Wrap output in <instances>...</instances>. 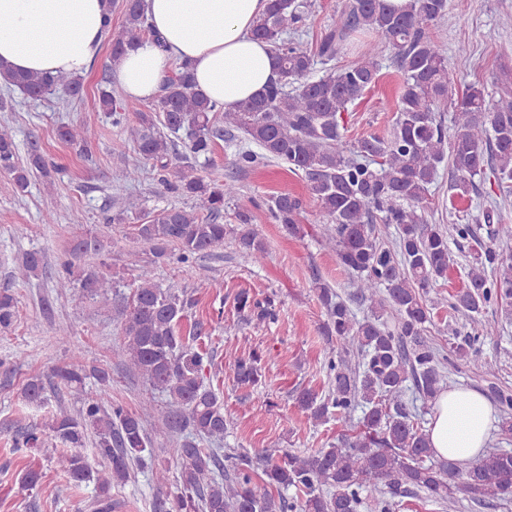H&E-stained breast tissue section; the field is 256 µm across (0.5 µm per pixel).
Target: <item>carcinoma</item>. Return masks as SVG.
I'll list each match as a JSON object with an SVG mask.
<instances>
[{"instance_id": "1", "label": "carcinoma", "mask_w": 512, "mask_h": 512, "mask_svg": "<svg viewBox=\"0 0 512 512\" xmlns=\"http://www.w3.org/2000/svg\"><path fill=\"white\" fill-rule=\"evenodd\" d=\"M449 0H347L336 23L321 39L317 53L288 37V30L302 20L301 0H269L253 33L265 40L277 61L276 79L259 96L233 110L216 106L199 93L189 66L180 62L169 75L155 107L142 108L132 100H118L103 88L98 101L102 111L121 129L124 141L145 164L157 182L172 194L191 198L198 205L171 206L137 225V235L151 245L152 259L139 268L137 286L129 303L116 307L120 321V362L142 376L170 399L163 412L147 403L139 412L112 403L108 373L87 370L72 330L59 324L57 342L70 348L69 361L53 370V377L84 394L76 416L56 412L40 427L21 432V445L35 447L46 441L63 445L56 466L77 486L94 483L96 512H112V488L131 478L132 466L152 469L153 482L163 487L170 469L155 463L153 438L145 426L159 414L164 429L173 433L181 423L192 428L194 438L178 449L176 482L180 493L171 512H285L289 508L278 492L290 487L303 492L300 512H390L392 504L380 496L384 484L405 493H425L448 512L471 502L512 501V452L493 449L463 465L451 459H434L429 435L408 411L404 401L407 383H413L426 401H435L443 389L438 352L422 340L433 308L427 290L448 275L453 265L449 243L471 240L465 268L467 285L453 295L451 306L471 321L473 336L468 346L455 349L458 357L467 347L497 329L480 319L483 310L501 296L512 295V251L497 249L478 239L470 224H429L425 208L438 167L448 161L450 189L458 197L468 195L474 179L491 173L498 185L512 192V72L496 78L498 100L486 103V86L467 85L450 120L448 91L452 68L463 69L470 53L461 47L448 62L444 42L435 25L446 14ZM120 9L122 29L109 33L111 58L118 62L134 40L150 32L144 0H107L105 25L112 28V13ZM357 33L376 35L359 59L318 79H309L315 57L334 58L340 47ZM390 55L402 80L394 103L396 122L388 137L369 135L357 141L346 136L343 117L347 106L363 98L378 80L381 60ZM0 79L37 100L56 96L65 100L83 97L82 78L68 73L32 75L13 72L0 64ZM244 134L260 153L243 150L235 166L251 168L259 160H274L307 179L308 192L322 214L321 243L336 254L338 264L354 278L361 299L368 302L362 319L326 283H316L318 298L326 310L321 327L327 341L340 344L341 355L326 353L329 370L335 372L328 395L308 389L296 396L299 407L322 421L336 417L342 427L352 426V411L362 408L360 431L341 435L337 443L310 455L285 452L276 457H256V468L236 470L224 477L217 449L200 448L195 438L223 440L231 424L224 402L206 384L207 374L219 371L214 356L194 345L201 334L195 325L189 334L180 329L190 300L155 280L154 265L178 251L187 263L203 252L224 246L233 234L240 249L253 261L265 255V246L252 228V216L237 212V227L218 222L224 204L235 200V179L207 181L196 161L208 158L217 142L231 131ZM60 140L87 149L95 136L85 124L63 125ZM178 135L185 152H175L171 136ZM49 163L40 149L31 147L26 160L17 154L11 129L0 126V172L11 176L24 192L37 174L47 175ZM273 219L289 233H303L304 200L280 192L267 200ZM379 224H394L395 248L379 240ZM104 249L98 236L83 234L73 239L71 259L63 263L56 287L78 291L77 298H99L107 303L117 293L112 276L97 266L74 273L75 262ZM238 310L258 321L274 317L271 298L260 302L240 292ZM394 312L395 328L385 326L386 308ZM17 300L0 291V331L16 318ZM235 378L241 385L258 382L260 357L250 352L232 353ZM97 383L86 387V380ZM45 384L39 377L28 380L23 398L41 406ZM502 406L501 432L512 435V395H498ZM93 439L104 467L93 470L82 453ZM269 490L261 493L255 479Z\"/></svg>"}]
</instances>
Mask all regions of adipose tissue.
I'll return each instance as SVG.
<instances>
[{"label": "adipose tissue", "instance_id": "1", "mask_svg": "<svg viewBox=\"0 0 512 512\" xmlns=\"http://www.w3.org/2000/svg\"><path fill=\"white\" fill-rule=\"evenodd\" d=\"M151 33L117 64L126 98H157L172 61L193 67L196 88L231 110L265 90L275 76L269 44L254 38L266 0H146ZM106 0H0V64L20 73H85L105 37ZM497 421L480 394L456 388L438 395L428 433L440 459L483 453Z\"/></svg>", "mask_w": 512, "mask_h": 512}]
</instances>
